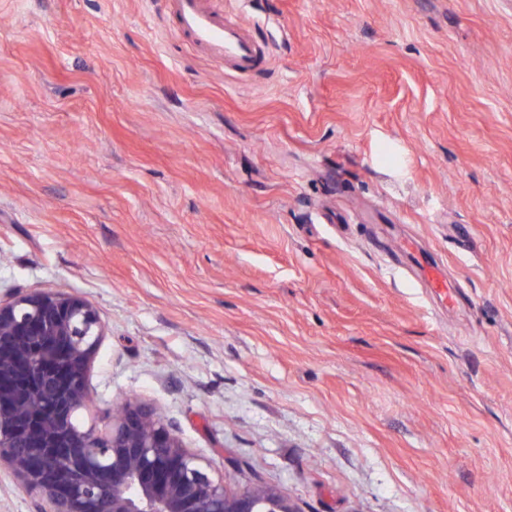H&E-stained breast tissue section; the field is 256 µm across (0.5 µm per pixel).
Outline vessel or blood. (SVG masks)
I'll return each instance as SVG.
<instances>
[{"label":"vessel or blood","instance_id":"obj_1","mask_svg":"<svg viewBox=\"0 0 512 512\" xmlns=\"http://www.w3.org/2000/svg\"><path fill=\"white\" fill-rule=\"evenodd\" d=\"M177 33L190 39L213 62L237 73L264 67L269 51L255 38L250 23L230 20L206 9L202 0H166Z\"/></svg>","mask_w":512,"mask_h":512}]
</instances>
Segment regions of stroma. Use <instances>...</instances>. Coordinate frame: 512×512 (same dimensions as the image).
I'll return each mask as SVG.
<instances>
[{
    "mask_svg": "<svg viewBox=\"0 0 512 512\" xmlns=\"http://www.w3.org/2000/svg\"><path fill=\"white\" fill-rule=\"evenodd\" d=\"M0 0V295L79 294L83 420L298 512H512V0ZM455 284L428 296L407 241ZM201 0H167L175 31L190 39L197 50L213 62L237 73L264 67L269 51L255 38L244 19L229 20L202 6Z\"/></svg>",
    "mask_w": 512,
    "mask_h": 512,
    "instance_id": "obj_1",
    "label": "stroma"
}]
</instances>
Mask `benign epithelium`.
Segmentation results:
<instances>
[{
  "mask_svg": "<svg viewBox=\"0 0 512 512\" xmlns=\"http://www.w3.org/2000/svg\"><path fill=\"white\" fill-rule=\"evenodd\" d=\"M103 336L80 295L18 288L0 299V464L40 496L37 512H297L261 483L228 490L138 400L105 433L80 422Z\"/></svg>",
  "mask_w": 512,
  "mask_h": 512,
  "instance_id": "7a95c632",
  "label": "benign epithelium"
}]
</instances>
